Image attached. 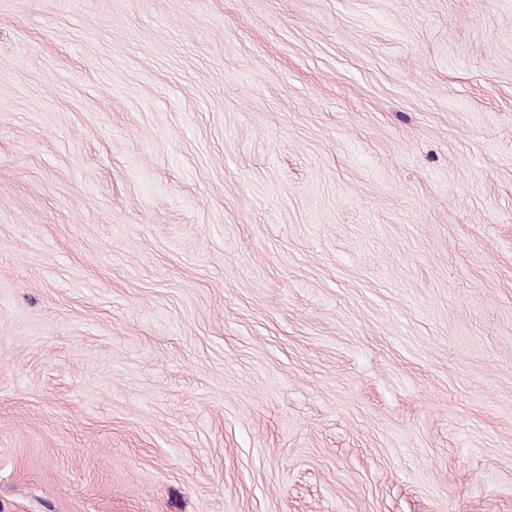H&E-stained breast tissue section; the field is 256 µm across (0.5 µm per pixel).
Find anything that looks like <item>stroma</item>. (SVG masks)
I'll list each match as a JSON object with an SVG mask.
<instances>
[{
  "label": "stroma",
  "instance_id": "1",
  "mask_svg": "<svg viewBox=\"0 0 512 512\" xmlns=\"http://www.w3.org/2000/svg\"><path fill=\"white\" fill-rule=\"evenodd\" d=\"M0 512H512V0H0Z\"/></svg>",
  "mask_w": 512,
  "mask_h": 512
}]
</instances>
